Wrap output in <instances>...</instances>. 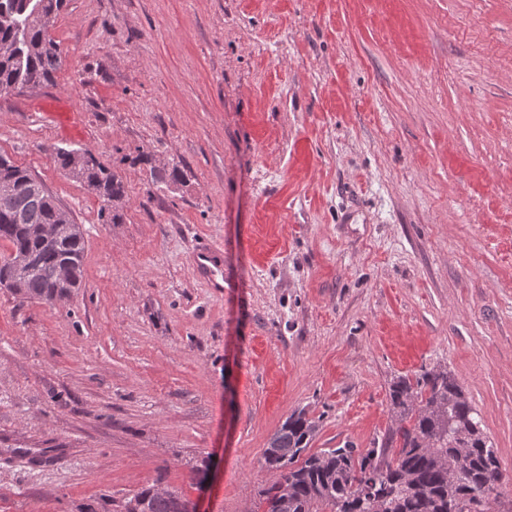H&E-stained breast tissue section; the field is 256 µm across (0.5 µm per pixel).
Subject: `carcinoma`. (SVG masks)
I'll return each instance as SVG.
<instances>
[{"mask_svg":"<svg viewBox=\"0 0 512 512\" xmlns=\"http://www.w3.org/2000/svg\"><path fill=\"white\" fill-rule=\"evenodd\" d=\"M64 0H0V96L22 93L54 81L64 63L60 44L47 38L37 17L56 16ZM52 156L66 174L83 181L101 199L99 219L122 220V179L86 149L55 145ZM32 173L0 155V242L24 255L15 267L4 257L0 278L17 284L23 300L50 302L65 291L59 267L74 272L79 286L85 252L81 225L60 240L32 233L36 225L57 224L60 204ZM398 426L380 447L359 451L349 444L307 453L317 423L299 410L272 435L265 465L280 480L261 491L265 512H492L491 496L501 478L500 462L483 432L482 420L463 388L446 369L400 377L389 391ZM176 492L146 487L121 503L119 512H178Z\"/></svg>","mask_w":512,"mask_h":512,"instance_id":"1","label":"carcinoma"}]
</instances>
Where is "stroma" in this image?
Here are the masks:
<instances>
[{"instance_id": "35a3bbf8", "label": "stroma", "mask_w": 512, "mask_h": 512, "mask_svg": "<svg viewBox=\"0 0 512 512\" xmlns=\"http://www.w3.org/2000/svg\"><path fill=\"white\" fill-rule=\"evenodd\" d=\"M54 35L53 84L0 96V154L81 224L83 274L63 303L0 288V512L152 485L263 512L291 413L318 423L310 452L364 450L398 424L393 381L433 367L512 512V0H66ZM53 144L121 177V223ZM58 128L66 135H80L81 125L77 113L72 111L64 102L56 101L54 112H47ZM193 264L199 276L210 285V288L223 291L224 261L221 249L207 245L198 247L193 254Z\"/></svg>"}]
</instances>
